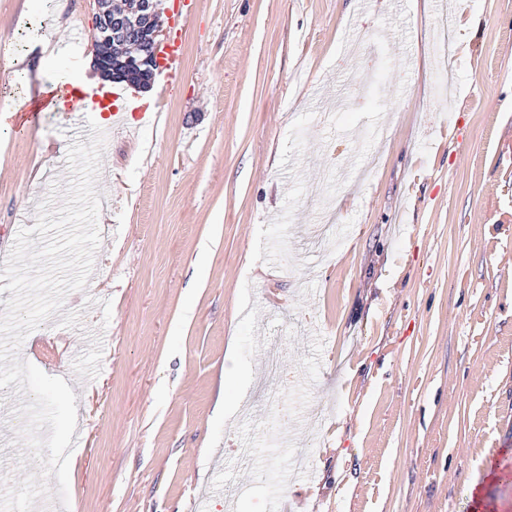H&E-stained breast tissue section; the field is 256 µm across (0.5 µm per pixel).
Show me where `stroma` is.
<instances>
[{
	"mask_svg": "<svg viewBox=\"0 0 512 512\" xmlns=\"http://www.w3.org/2000/svg\"><path fill=\"white\" fill-rule=\"evenodd\" d=\"M94 0H0V70H84ZM196 0L125 87L88 287L19 356L77 400L34 512H512V0ZM62 41L41 64L49 23ZM71 110L0 128V247L64 190ZM190 1L178 0L172 5L170 14L171 37L159 48L163 73L160 91L168 92L181 82L184 72V57L181 36L189 27L194 17Z\"/></svg>",
	"mask_w": 512,
	"mask_h": 512,
	"instance_id": "obj_1",
	"label": "stroma"
}]
</instances>
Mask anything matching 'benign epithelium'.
<instances>
[{
    "instance_id": "obj_1",
    "label": "benign epithelium",
    "mask_w": 512,
    "mask_h": 512,
    "mask_svg": "<svg viewBox=\"0 0 512 512\" xmlns=\"http://www.w3.org/2000/svg\"><path fill=\"white\" fill-rule=\"evenodd\" d=\"M93 28L98 33L93 43L94 62L103 77L128 83L135 73L154 76L159 66L155 48L163 35L158 0H133V6L121 11L112 7V0H96ZM129 36L138 40L139 53H116L118 41Z\"/></svg>"
}]
</instances>
